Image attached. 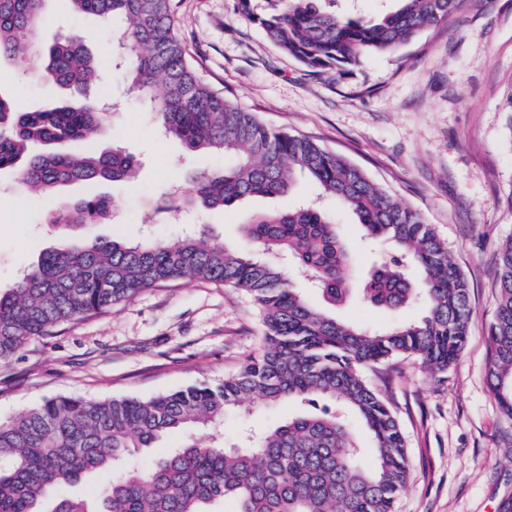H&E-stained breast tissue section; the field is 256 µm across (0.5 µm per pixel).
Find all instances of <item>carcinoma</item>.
Wrapping results in <instances>:
<instances>
[{"label":"carcinoma","mask_w":512,"mask_h":512,"mask_svg":"<svg viewBox=\"0 0 512 512\" xmlns=\"http://www.w3.org/2000/svg\"><path fill=\"white\" fill-rule=\"evenodd\" d=\"M45 0H0V58H44L42 78L68 91L62 101L23 109L0 91V170L16 169L38 193L76 180L133 181L137 159L120 149L60 151L104 130L108 113L93 87L100 74L83 37L73 33L44 48ZM172 0H70L79 13L123 21L115 62L125 69L157 128L189 152L207 149L233 160L201 176L185 205L223 209L251 197L289 194L296 177L341 201L365 238L391 247L363 287L366 303L397 312L418 306L412 323L386 329L349 323L330 310L350 293L347 251L334 220L314 207L262 213L239 225L237 246L185 236L126 243L64 236L75 224L107 219L112 200L94 196L49 213L62 233L11 286L0 289V362L64 323L110 309L163 283L204 280L244 292L259 307L263 353L217 384L189 386L147 399L85 400L57 396L0 423V512H394L409 479L405 437L396 417L360 368L415 356L444 371L468 338V282L448 245L416 210L403 205L344 156L313 140L262 124L198 74L176 32ZM264 15L239 9L282 52L313 72H346L372 54H388L447 20L462 0H397L375 20L336 12L322 0H273ZM261 250L271 258L256 254ZM299 267L323 306L294 287L280 258ZM498 298L489 327L487 379L512 420V239L498 250ZM293 401L306 410L269 430L225 446L206 435L231 411L255 401ZM343 405L372 435L373 461L362 460L359 434L330 409ZM189 439L154 465L131 463L166 434ZM112 471L97 508L61 495L90 474Z\"/></svg>","instance_id":"cac0c4a2"}]
</instances>
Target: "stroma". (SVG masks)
Returning a JSON list of instances; mask_svg holds the SVG:
<instances>
[{"label":"stroma","mask_w":512,"mask_h":512,"mask_svg":"<svg viewBox=\"0 0 512 512\" xmlns=\"http://www.w3.org/2000/svg\"><path fill=\"white\" fill-rule=\"evenodd\" d=\"M176 31L200 76L271 129L307 136L345 156L380 187L419 211L447 242L469 282L473 317L466 347L447 371L400 357L363 369L405 436L411 477L395 512H500L512 495V421L487 382L488 330L496 308V253L512 237V147L501 106L512 91V0H465L447 22L426 29L393 54L371 55L339 74L309 72L282 52L238 8V0H173ZM41 38L52 45L80 32L102 65L97 90L109 126L96 148L118 147L141 164L136 182L76 181L55 196L32 197L17 174L0 170V287H9L55 243L50 210L85 196H107L110 220L79 226L76 239L146 235L169 240L188 231L238 242L251 215L310 201L331 215L349 248L355 278L386 259L366 248L356 216L304 178L285 197H253L223 210L174 213L173 192L188 179L228 166L224 156L186 153L161 137L109 51L117 27L72 12L69 0H46ZM38 58L4 59L0 75L26 107L65 98L40 79ZM339 317L385 328L413 320L352 297ZM258 306L244 292L206 281L161 284L108 311L63 324L0 363V421L58 395L89 400L149 398L235 373L263 345ZM293 402L253 404L228 414L219 434L264 430L295 416Z\"/></svg>","instance_id":"stroma-1"}]
</instances>
